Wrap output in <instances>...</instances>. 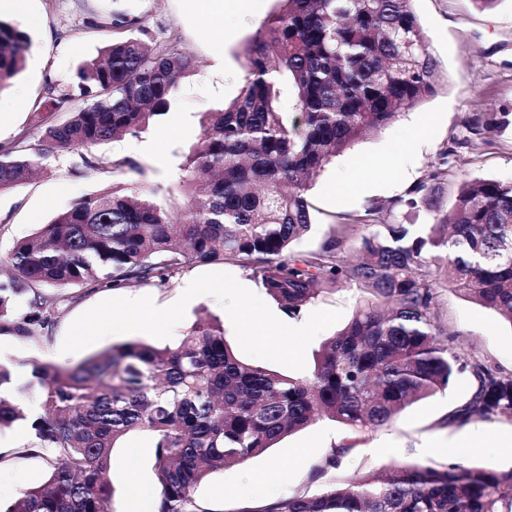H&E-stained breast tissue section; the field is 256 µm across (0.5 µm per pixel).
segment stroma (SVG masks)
I'll return each instance as SVG.
<instances>
[{"label":"stroma","instance_id":"35a3bbf8","mask_svg":"<svg viewBox=\"0 0 512 512\" xmlns=\"http://www.w3.org/2000/svg\"><path fill=\"white\" fill-rule=\"evenodd\" d=\"M275 8V0H255L252 12L226 10L224 54L217 61L210 55L211 21L206 13L189 11L188 0H32L37 22L25 28L30 39L25 67L0 92L20 102L0 124V146L23 134L38 141L34 110L47 86L76 92L79 65L96 57L116 36L107 24L112 14L127 15L132 21L128 36L151 47L177 44L195 68L182 80L169 111L139 135L52 154L44 171L1 193L0 261L8 260L17 240L36 231L31 212H39V223H45L79 197L102 189L145 182L154 188L161 206L184 205L187 196L180 175L185 153L201 134L200 115L223 108L237 95L245 76L242 50ZM412 8L439 63L440 87L387 128L341 153L312 179L313 225L295 244L296 252L319 249L335 232L339 217L361 216L372 206L391 224L433 223L432 214L409 210L403 200L443 160L448 163L440 184V205L445 209L452 205L463 177L512 182V124L475 140L466 129L468 119L512 113V0H497L489 9L478 8L472 0H413ZM451 147L456 150L452 156L447 153ZM340 177L355 183L344 195L331 190ZM208 272L229 273L240 281L249 278L237 264L215 262L186 265L163 283L70 288L51 328L31 336L0 332V361L14 363L23 378L36 362L78 363L120 341L112 335L87 350L62 352L66 332L80 314L116 296L148 295L157 305L168 306L180 297L188 280ZM437 296L442 324L455 333L461 356L485 355L511 371L512 324L452 286L439 288ZM471 391V377L462 375L447 390L409 407L395 424L363 436L328 420L317 421L245 464L214 472L196 488L195 497L208 512H262L272 501L318 493L323 482L315 478L316 468L332 449L344 444L352 450L340 461V479L376 473L396 461L443 463L452 450L474 466L511 469L512 420L448 423L449 413ZM0 439L15 441L24 450L0 465V501L5 502L42 482L46 472L40 452L30 449L33 432L20 438L11 427L0 431ZM109 479L117 512H155L159 489L147 436L129 434L114 449Z\"/></svg>","mask_w":512,"mask_h":512}]
</instances>
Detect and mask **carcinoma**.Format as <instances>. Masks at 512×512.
Here are the masks:
<instances>
[{"instance_id": "cac0c4a2", "label": "carcinoma", "mask_w": 512, "mask_h": 512, "mask_svg": "<svg viewBox=\"0 0 512 512\" xmlns=\"http://www.w3.org/2000/svg\"><path fill=\"white\" fill-rule=\"evenodd\" d=\"M246 44L245 83L220 112H205L183 175L188 202L167 209L146 186L87 194L16 242L0 281V331L49 328L69 287L165 282L188 264L233 262L289 316L346 285L359 292L351 318L295 378L243 361L224 324L200 318L175 345L116 344L74 366L35 363L23 381L0 362V429L27 421L46 479L0 502V512H117L107 481L114 448L131 432L152 439L157 512H208L194 491L215 470L243 464L319 418L353 434L390 425L462 374L476 386L448 416L458 426L512 419V372L489 358L467 362L444 331L440 284L452 282L512 324V182L462 180L454 205L439 202L437 168L405 204L435 223L382 224L342 217L319 250L292 246L311 229L310 175L436 92L412 0H277ZM29 38L0 22V90L24 68ZM193 60L118 37L77 72L86 103L46 89L36 106L39 143L19 137L0 151V193L25 184L57 152L135 135L168 111ZM288 84L292 111L283 109ZM509 124L498 114L466 121L478 137ZM362 254L352 259L345 242ZM44 288L61 290L46 294ZM27 298V312L16 313ZM38 393L36 411L25 404ZM352 446L334 448L316 495L277 500L263 512H512V469L455 456L397 462L377 475L338 480Z\"/></svg>"}]
</instances>
